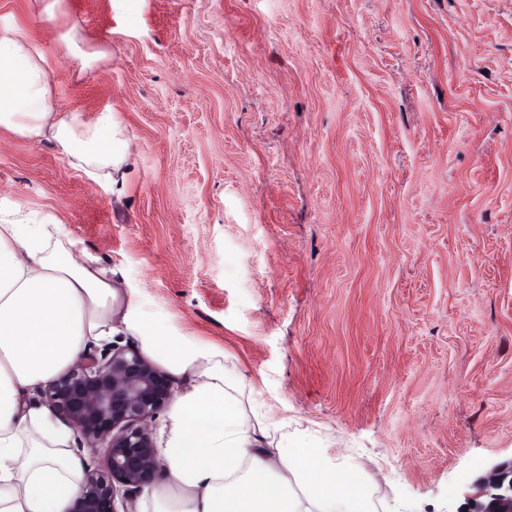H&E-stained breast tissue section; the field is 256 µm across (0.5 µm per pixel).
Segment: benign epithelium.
<instances>
[{"instance_id":"obj_1","label":"benign epithelium","mask_w":512,"mask_h":512,"mask_svg":"<svg viewBox=\"0 0 512 512\" xmlns=\"http://www.w3.org/2000/svg\"><path fill=\"white\" fill-rule=\"evenodd\" d=\"M48 406L91 445L106 468L86 474L70 512H134L159 473L151 423L173 397L169 375L138 351L85 352L44 387ZM466 512H512V461L480 480Z\"/></svg>"}]
</instances>
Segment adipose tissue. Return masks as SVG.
<instances>
[{"label":"adipose tissue","instance_id":"obj_1","mask_svg":"<svg viewBox=\"0 0 512 512\" xmlns=\"http://www.w3.org/2000/svg\"><path fill=\"white\" fill-rule=\"evenodd\" d=\"M49 62L28 30L0 26V128L51 143L69 163L122 192L131 139L120 113L57 102ZM128 336L187 378L161 428L165 480L139 512H372L366 467L294 438L256 398L221 346L151 313L135 281L80 248L65 226L20 202L0 208V512H69L85 467L75 434L33 400L88 341Z\"/></svg>","mask_w":512,"mask_h":512}]
</instances>
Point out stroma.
Wrapping results in <instances>:
<instances>
[{"instance_id": "obj_1", "label": "stroma", "mask_w": 512, "mask_h": 512, "mask_svg": "<svg viewBox=\"0 0 512 512\" xmlns=\"http://www.w3.org/2000/svg\"><path fill=\"white\" fill-rule=\"evenodd\" d=\"M59 103L120 112L115 196L0 129V206L64 224L272 411L459 512L512 459V0H0ZM76 27L107 59L64 55Z\"/></svg>"}]
</instances>
